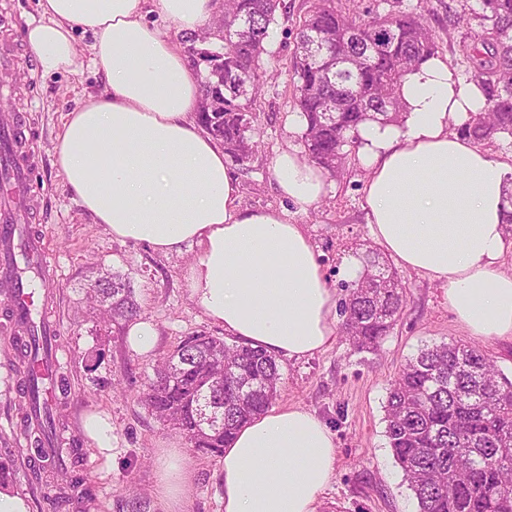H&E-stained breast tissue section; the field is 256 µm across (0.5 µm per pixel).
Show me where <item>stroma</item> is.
Returning <instances> with one entry per match:
<instances>
[{"label":"stroma","instance_id":"obj_1","mask_svg":"<svg viewBox=\"0 0 512 512\" xmlns=\"http://www.w3.org/2000/svg\"><path fill=\"white\" fill-rule=\"evenodd\" d=\"M38 0H0L9 27L6 37L18 68L0 71L4 110L26 111L32 128L36 165L31 179L37 202L28 228L52 242L49 256L54 282L41 286L40 310L56 323L61 338L60 372L68 382L61 400L62 441L78 439L86 451L83 467L92 487L91 512H130L129 488H136L142 512H163L154 492L155 454L176 447L193 463V489L184 512H222V464L218 458L192 452L186 440L164 427L143 399L156 362L185 337L223 336L190 299L185 269L197 249L161 255L147 244L113 239L94 216L72 197L55 165L54 148L68 112L87 97L105 90L103 76L90 67L77 73L45 76L38 71L24 32L38 18ZM287 17L278 18L268 42L276 68L257 99L255 113L258 149L249 163L231 165L239 187L238 205L245 211L279 209L285 204L273 171L278 151L304 146V121L295 104L296 77L291 66L294 32L309 0H287ZM377 12L414 11L424 16L439 44V55L464 81L474 70L462 51L480 29L477 0H370ZM368 172L349 151L341 174L326 179V193L307 213L297 215L311 238L316 258L332 288L344 282L343 261L363 259L376 249L365 209ZM129 277L141 306L142 320L154 324L153 352L140 355L126 344L127 324L104 326L85 302V292L97 269ZM406 287L407 304L393 333L379 352L356 350L345 336L322 352L300 359H281L277 405H295L321 418L336 439V473L320 497L317 512H417V502L396 466L385 435L384 404L399 370L426 345L463 340L485 351L497 368L512 378V341L468 334L449 310L439 283L398 268ZM16 325L5 314L0 294V460L12 463V490L26 495L30 512H50L48 498L57 479L51 469L23 451L21 432L26 424L20 349L13 336ZM96 409L112 417V457L104 459L81 430L82 416Z\"/></svg>","mask_w":512,"mask_h":512}]
</instances>
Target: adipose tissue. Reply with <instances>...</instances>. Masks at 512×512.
<instances>
[{
	"mask_svg": "<svg viewBox=\"0 0 512 512\" xmlns=\"http://www.w3.org/2000/svg\"><path fill=\"white\" fill-rule=\"evenodd\" d=\"M25 39L42 73L93 67L106 94L68 112L56 165L76 201L113 238L162 254L197 247L189 295L233 341L273 357L325 350L337 333L336 291L318 265L305 213L325 177L298 149L273 168L290 209L241 211L224 150L200 129L202 92L182 46L146 20L157 11L175 31L196 32L219 0H39ZM95 36L81 58L75 30ZM403 125L360 127L368 222L375 242L402 267L438 282L449 309L474 336L512 339V275L499 271L511 247L505 224L512 167L449 133L482 112L486 97L439 57L408 73ZM336 471V442L309 410L281 406L242 428L225 448L224 512H316ZM156 493L181 512L189 458L158 450Z\"/></svg>",
	"mask_w": 512,
	"mask_h": 512,
	"instance_id": "ef3b65f1",
	"label": "adipose tissue"
}]
</instances>
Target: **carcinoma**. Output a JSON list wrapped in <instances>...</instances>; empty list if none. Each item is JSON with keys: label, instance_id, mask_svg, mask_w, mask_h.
Wrapping results in <instances>:
<instances>
[{"label": "carcinoma", "instance_id": "1", "mask_svg": "<svg viewBox=\"0 0 512 512\" xmlns=\"http://www.w3.org/2000/svg\"><path fill=\"white\" fill-rule=\"evenodd\" d=\"M478 31L463 53L487 96L484 111L461 127L479 143L512 137V0H479ZM284 0H223L204 31L185 35L187 58L198 66L197 44L217 50L213 32L224 33L221 84L202 77L204 99L224 98V108L204 107L199 121L239 165L258 142L250 135L248 103L261 91L263 55ZM372 16L367 23L343 14L331 0H316L299 21L292 55L298 78L296 104L304 117L310 162L337 173L344 147L358 141L363 123L398 124L404 77L438 55V42L412 12ZM342 332L360 350H375L401 318L405 287L397 272L373 251L360 277L340 285ZM93 305L107 308L105 322H129L141 307L123 276L110 273L108 287L92 288ZM281 374L275 358L249 346L199 334L163 357L150 379L146 404L192 448L221 455L224 445L276 399ZM385 434L396 464L418 502V512H512V380L478 347L443 343L421 349L391 382ZM55 417L29 439L44 457ZM72 460L51 499L52 512H71L89 497L78 447L62 449Z\"/></svg>", "mask_w": 512, "mask_h": 512}]
</instances>
